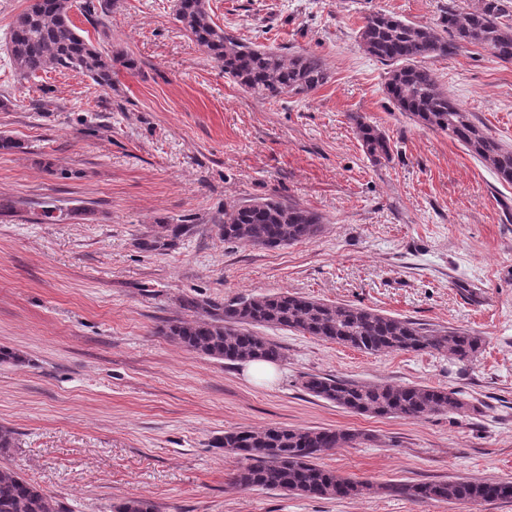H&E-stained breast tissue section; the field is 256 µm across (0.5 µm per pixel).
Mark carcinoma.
<instances>
[{
    "label": "carcinoma",
    "instance_id": "carcinoma-1",
    "mask_svg": "<svg viewBox=\"0 0 512 512\" xmlns=\"http://www.w3.org/2000/svg\"><path fill=\"white\" fill-rule=\"evenodd\" d=\"M78 8L92 25L102 24L103 0H30L10 32V62L20 79L66 69L88 77L100 88H112L114 57L96 47L71 19ZM174 19L188 36L217 61L224 74L246 91L269 99L307 95L327 83L326 62L305 52L242 42L212 20L206 0H175ZM441 36L428 25L408 23L396 15L373 12L364 17L357 44L389 67L386 94L396 108L420 126L442 132L491 168L502 183L512 185V147L490 135L473 113L441 88L421 65L428 56H446L466 47H480L503 63H512V0H479L466 13L449 8ZM358 137L370 159L392 158L390 139L378 126L356 120ZM321 217L296 204L268 197L224 210L220 230L227 242H247L275 249L308 241L320 233ZM183 307L203 311L193 320L169 322L164 333L182 347L229 362L283 359L281 347L255 332L257 327L297 331L368 353L437 352L459 363L470 362L484 347L481 336L451 328H429L410 319L371 308L326 303L280 292L233 300L222 312L209 304L185 300ZM311 395L358 414L413 420L450 411H475L460 392L421 385L360 383L332 376L308 375L302 382ZM369 440L350 429L267 427L224 432L218 447L239 458L233 482L242 489L282 491L306 498L347 499L367 494L404 497L414 502H461L472 505L512 502V480L389 482L374 485L336 474L319 464L333 448ZM0 512H61L51 496L13 470L0 469ZM115 512H157L142 497L122 500Z\"/></svg>",
    "mask_w": 512,
    "mask_h": 512
}]
</instances>
